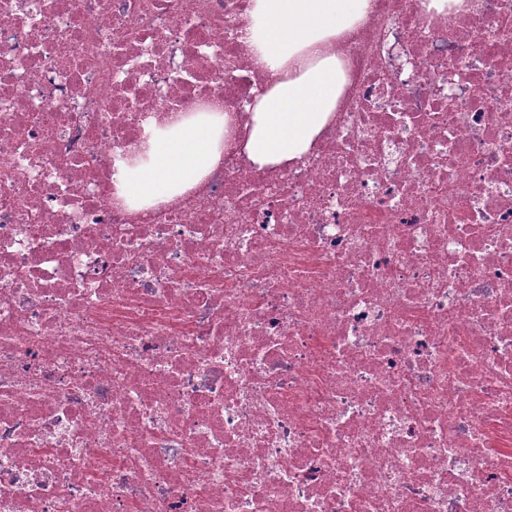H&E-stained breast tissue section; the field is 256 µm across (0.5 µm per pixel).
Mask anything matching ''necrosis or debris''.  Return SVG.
<instances>
[{
    "instance_id": "4bbe7bcc",
    "label": "necrosis or debris",
    "mask_w": 512,
    "mask_h": 512,
    "mask_svg": "<svg viewBox=\"0 0 512 512\" xmlns=\"http://www.w3.org/2000/svg\"><path fill=\"white\" fill-rule=\"evenodd\" d=\"M250 10L0 0V512H512V0H375L267 171ZM212 105L198 185L119 197Z\"/></svg>"
}]
</instances>
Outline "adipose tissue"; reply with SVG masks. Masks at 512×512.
I'll use <instances>...</instances> for the list:
<instances>
[{"label":"adipose tissue","instance_id":"ef3b65f1","mask_svg":"<svg viewBox=\"0 0 512 512\" xmlns=\"http://www.w3.org/2000/svg\"><path fill=\"white\" fill-rule=\"evenodd\" d=\"M370 7L371 0H252L244 37L255 66L271 75L246 130L244 151L253 164L282 168L310 151L347 83L332 46ZM229 122L215 106L171 117L145 145L148 164L128 170L121 196L164 201L198 185L222 154Z\"/></svg>","mask_w":512,"mask_h":512}]
</instances>
